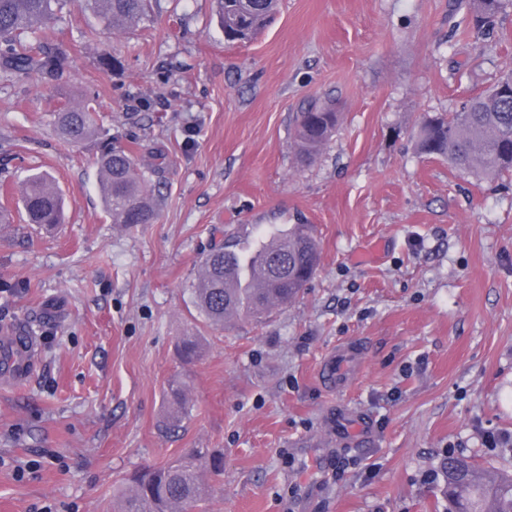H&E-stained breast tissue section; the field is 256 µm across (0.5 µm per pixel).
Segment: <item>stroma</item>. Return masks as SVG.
<instances>
[{"label":"stroma","instance_id":"stroma-1","mask_svg":"<svg viewBox=\"0 0 512 512\" xmlns=\"http://www.w3.org/2000/svg\"><path fill=\"white\" fill-rule=\"evenodd\" d=\"M151 3L150 26L108 30L68 0L49 25L72 68L0 75V204L15 215L0 224V328L26 325L40 347L28 378L0 383V512H116L136 470L194 448L224 458L208 512H445L446 453L512 471V174L416 150L425 116L512 70V8L483 38L455 0H280L230 44L214 0ZM105 51L122 69H99ZM87 95L102 132L74 146L55 114ZM329 100L338 131L300 162L293 116ZM106 143L163 158L154 223L103 212ZM40 171L66 198L48 230L19 216ZM293 224L320 250L298 299L206 324L191 290L221 230ZM188 331L206 343L189 366ZM351 340L364 360L338 389L320 365ZM180 378L191 411L169 432Z\"/></svg>","mask_w":512,"mask_h":512}]
</instances>
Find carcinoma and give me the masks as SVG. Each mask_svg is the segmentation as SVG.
Segmentation results:
<instances>
[{
  "label": "carcinoma",
  "mask_w": 512,
  "mask_h": 512,
  "mask_svg": "<svg viewBox=\"0 0 512 512\" xmlns=\"http://www.w3.org/2000/svg\"><path fill=\"white\" fill-rule=\"evenodd\" d=\"M68 0H0V72L10 77L53 76L70 67L69 48L50 30L46 20ZM150 0H85L107 26L150 21ZM217 22L229 42L252 39L269 22L277 0H216ZM512 0H459L457 8L470 14L472 27L485 36ZM512 85V74L489 91L471 98L461 111L428 117L418 148L426 156H440L457 169L478 175L512 171V94L500 87ZM98 113L84 100L57 113L56 125L72 144L90 138L97 129ZM339 113L330 106L310 104L297 113L294 144L301 161L312 160L336 133ZM161 163L143 167L135 155L110 147L99 159L104 210L114 224L133 227L157 218L151 176ZM25 222L49 227L62 223L65 199L45 174L27 178L21 190ZM319 251L307 224H295L252 241L224 233V239L202 258L200 278L207 287L192 288L194 303L205 320L222 325L230 320L258 321L274 307L296 300L315 273ZM201 339L181 337L179 353L194 362ZM172 423L188 414L185 385H169ZM222 471L220 457L195 448L174 464L146 466L130 477L132 491L120 512H205L214 489L204 477ZM447 512H512V475L491 473L454 456L442 461Z\"/></svg>",
  "instance_id": "carcinoma-1"
}]
</instances>
